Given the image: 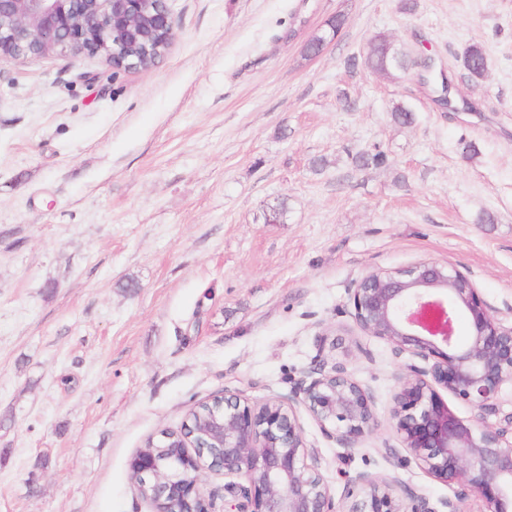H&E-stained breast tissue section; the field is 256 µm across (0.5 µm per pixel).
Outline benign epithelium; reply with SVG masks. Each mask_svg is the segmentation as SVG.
<instances>
[{"mask_svg": "<svg viewBox=\"0 0 512 512\" xmlns=\"http://www.w3.org/2000/svg\"><path fill=\"white\" fill-rule=\"evenodd\" d=\"M176 31L165 0H0V52L24 62L54 54L100 57L116 70L141 68L134 53L162 54ZM361 331L395 355L426 363L395 374L392 419L418 467L454 489L432 501L394 473L345 479L335 498L300 422L304 409L348 450L378 420L373 395L341 363H318L288 395L252 401L224 391L210 398L200 428L180 429L179 444L140 448L129 461L151 512H210L207 472H222L225 512H512V416L489 424L502 387L512 384V324L492 316L458 269L419 260L377 269L349 289ZM465 317L468 338H459ZM446 392L475 414L457 415Z\"/></svg>", "mask_w": 512, "mask_h": 512, "instance_id": "benign-epithelium-1", "label": "benign epithelium"}]
</instances>
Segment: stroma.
Masks as SVG:
<instances>
[{
  "instance_id": "1",
  "label": "stroma",
  "mask_w": 512,
  "mask_h": 512,
  "mask_svg": "<svg viewBox=\"0 0 512 512\" xmlns=\"http://www.w3.org/2000/svg\"><path fill=\"white\" fill-rule=\"evenodd\" d=\"M403 1L169 0L178 36L147 71L0 53V512H150L129 471L149 437L226 390L288 394L319 360L378 419L350 451L301 414L340 494L391 470L413 362L363 335L354 283L435 260L512 320V0ZM377 35L406 73L349 66ZM424 55L473 111L436 102ZM465 67L474 83L482 81L489 69V60L479 45H471L467 48L464 58Z\"/></svg>"
}]
</instances>
